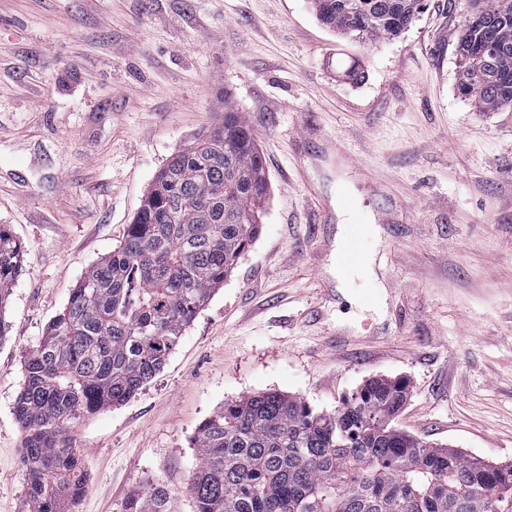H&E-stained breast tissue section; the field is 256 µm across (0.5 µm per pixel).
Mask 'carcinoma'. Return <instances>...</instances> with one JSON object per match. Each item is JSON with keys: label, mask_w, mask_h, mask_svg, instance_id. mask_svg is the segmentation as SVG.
<instances>
[{"label": "carcinoma", "mask_w": 512, "mask_h": 512, "mask_svg": "<svg viewBox=\"0 0 512 512\" xmlns=\"http://www.w3.org/2000/svg\"><path fill=\"white\" fill-rule=\"evenodd\" d=\"M343 38L396 37L420 0H311ZM459 90L477 112L512 106V0H468L456 47ZM256 139L239 112L160 170L112 253L90 267L46 336L25 356L14 414L30 512L80 501L87 473L79 423L120 406L163 369L186 328L258 238L268 193ZM24 246L0 227V339ZM400 380L367 381L334 412L277 391L215 410L195 437L185 493L194 512H478L491 488L512 493L497 465L398 430ZM126 512H177L156 485Z\"/></svg>", "instance_id": "obj_1"}]
</instances>
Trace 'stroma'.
I'll list each match as a JSON object with an SVG mask.
<instances>
[{"mask_svg":"<svg viewBox=\"0 0 512 512\" xmlns=\"http://www.w3.org/2000/svg\"><path fill=\"white\" fill-rule=\"evenodd\" d=\"M464 9L421 0L363 45L310 0H0V226L25 247L0 338V512H28L25 355L228 106L264 158L262 232L163 370L80 423L75 512H126L156 484L192 512V440L215 410L278 391L331 412L372 378L408 383L398 429L512 463V107L458 91ZM359 220L372 268L337 278L339 228Z\"/></svg>","mask_w":512,"mask_h":512,"instance_id":"1","label":"stroma"}]
</instances>
